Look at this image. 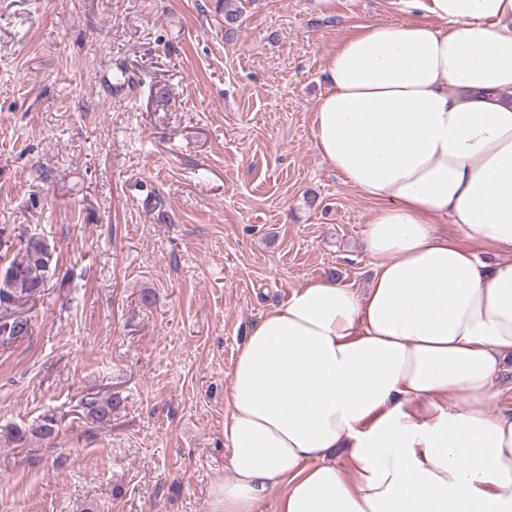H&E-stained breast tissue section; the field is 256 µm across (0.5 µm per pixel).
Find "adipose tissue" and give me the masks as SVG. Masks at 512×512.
<instances>
[{"mask_svg":"<svg viewBox=\"0 0 512 512\" xmlns=\"http://www.w3.org/2000/svg\"><path fill=\"white\" fill-rule=\"evenodd\" d=\"M329 56L313 143L377 201L366 293L322 277L250 329L213 512H512V0H387ZM461 230L449 237L447 224ZM498 388L500 395L493 403L492 409L494 411L499 408L512 409V356L503 362L502 372L498 379Z\"/></svg>","mask_w":512,"mask_h":512,"instance_id":"obj_1","label":"adipose tissue"}]
</instances>
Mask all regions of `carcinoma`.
Returning <instances> with one entry per match:
<instances>
[{"label": "carcinoma", "instance_id": "cac0c4a2", "mask_svg": "<svg viewBox=\"0 0 512 512\" xmlns=\"http://www.w3.org/2000/svg\"><path fill=\"white\" fill-rule=\"evenodd\" d=\"M218 8L224 12V36L231 39L238 28L241 7L238 0H219ZM55 253V246L41 234L25 235L18 255L0 264V307H16L42 293L56 273ZM28 331L26 318L16 316L5 320L0 317L1 339H16L27 335ZM123 403L124 399L114 393L103 402L91 400L87 406L92 418L107 422L123 407Z\"/></svg>", "mask_w": 512, "mask_h": 512}]
</instances>
